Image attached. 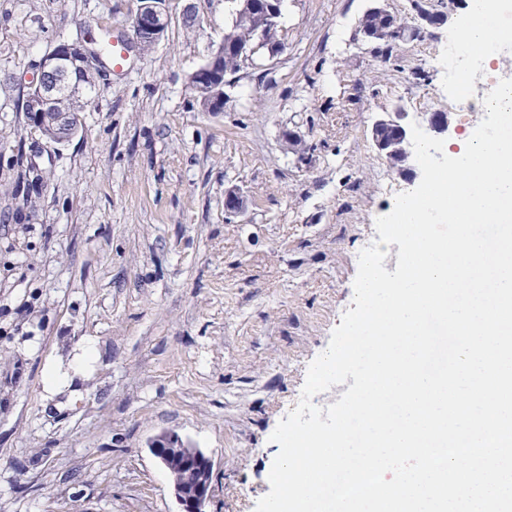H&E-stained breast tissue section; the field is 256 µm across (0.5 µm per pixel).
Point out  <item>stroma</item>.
<instances>
[{
	"mask_svg": "<svg viewBox=\"0 0 512 512\" xmlns=\"http://www.w3.org/2000/svg\"><path fill=\"white\" fill-rule=\"evenodd\" d=\"M372 4L288 0L283 53L255 54L209 112L188 78L231 5L165 0L164 37L106 68L79 131L52 142L23 110L41 59L131 35L138 0H0V512H176L149 450L165 431L212 458L206 512L269 492L270 436L393 203L374 121L399 107L426 131L441 112L454 138L483 118L442 88L447 26L387 54L358 32Z\"/></svg>",
	"mask_w": 512,
	"mask_h": 512,
	"instance_id": "obj_1",
	"label": "stroma"
}]
</instances>
